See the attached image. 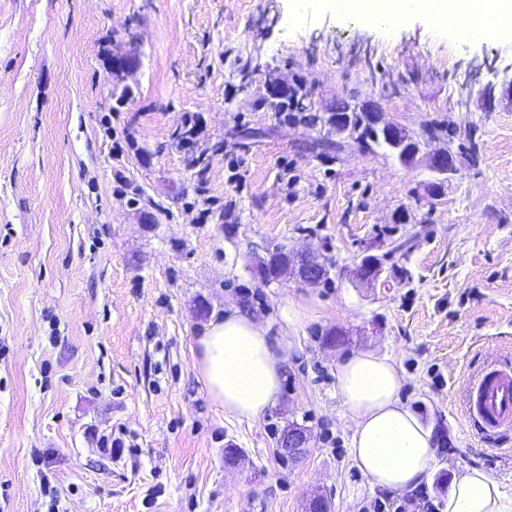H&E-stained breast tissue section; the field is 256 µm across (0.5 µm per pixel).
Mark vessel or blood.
<instances>
[{
  "instance_id": "obj_1",
  "label": "vessel or blood",
  "mask_w": 512,
  "mask_h": 512,
  "mask_svg": "<svg viewBox=\"0 0 512 512\" xmlns=\"http://www.w3.org/2000/svg\"><path fill=\"white\" fill-rule=\"evenodd\" d=\"M469 413L488 433L512 426V373L490 370L469 385Z\"/></svg>"
}]
</instances>
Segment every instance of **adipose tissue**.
Returning a JSON list of instances; mask_svg holds the SVG:
<instances>
[{
	"instance_id": "ef3b65f1",
	"label": "adipose tissue",
	"mask_w": 512,
	"mask_h": 512,
	"mask_svg": "<svg viewBox=\"0 0 512 512\" xmlns=\"http://www.w3.org/2000/svg\"><path fill=\"white\" fill-rule=\"evenodd\" d=\"M432 21L486 17V33L512 39V0H412ZM199 378L225 415L257 420L281 392L285 343L250 313L234 307L211 320L193 350ZM336 394L350 429V456L372 486L417 487L435 464L433 431L402 399L397 361L373 351L349 354L336 365ZM442 512H512V498L488 472L473 467L454 476Z\"/></svg>"
}]
</instances>
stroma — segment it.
Wrapping results in <instances>:
<instances>
[{"label": "stroma", "instance_id": "obj_1", "mask_svg": "<svg viewBox=\"0 0 512 512\" xmlns=\"http://www.w3.org/2000/svg\"><path fill=\"white\" fill-rule=\"evenodd\" d=\"M507 67L512 41L464 44L410 11L373 24L325 0H0V512L402 501L349 453L336 364L367 349L396 359L433 429L427 500L473 467L512 494V427L483 435L466 406L469 379L512 366ZM270 84L300 92L291 119ZM342 101L451 147L440 198L427 155L407 166L330 130ZM188 112L202 171L174 137ZM116 135L133 143L119 158ZM278 249L313 252L328 281L265 279ZM368 255L396 270L388 286L357 277ZM232 307L288 346L257 421L225 416L193 364ZM292 424L309 435L298 459L280 446ZM114 432L123 447L101 454Z\"/></svg>", "mask_w": 512, "mask_h": 512}]
</instances>
